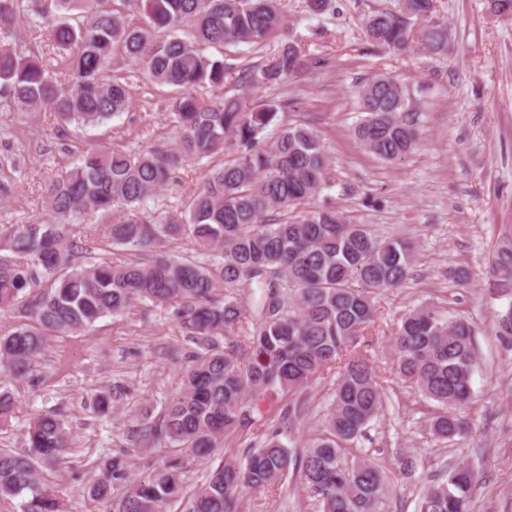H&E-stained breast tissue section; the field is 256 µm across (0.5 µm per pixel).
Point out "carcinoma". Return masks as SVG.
Listing matches in <instances>:
<instances>
[{
    "mask_svg": "<svg viewBox=\"0 0 512 512\" xmlns=\"http://www.w3.org/2000/svg\"><path fill=\"white\" fill-rule=\"evenodd\" d=\"M112 2L31 0L29 23L48 30L55 64L0 50V93L19 107L56 113L64 127L99 126L132 103L128 83L111 76L120 54L173 88L167 118L176 147L81 152L47 186L50 220L12 224L0 236V312L14 317L0 335V424L14 414L11 385L32 376L52 337L151 302L167 307L191 348L182 392L159 418H145L135 444L173 454L136 481L128 455L103 457L99 477L87 486L90 498L110 503L109 512H166L182 497L190 462L208 456L224 433L253 424L267 402L335 371L332 408L304 455L292 452L275 428L245 462L211 469L186 512H236L239 489L272 492L292 468L320 512H378L385 495L378 469L365 459L343 465L341 455L383 412L381 377L360 345L376 315L374 294L409 277L414 248L405 239L379 240L334 208L303 207L331 180L312 129L289 126L268 145L263 133L277 118L273 108H249L236 97L207 103L192 94L220 88L228 76L224 59L208 49L258 46L282 27L279 0H144L142 25L126 22ZM434 13L435 0H398V9L368 15L366 35L402 53L415 29L424 50L445 55L448 25ZM306 67L287 43L241 80L265 87ZM359 99L364 117L354 136L366 152L391 162L414 149L419 131L400 84L377 75ZM218 153L224 162L206 172L178 215L162 224L143 219L144 204L178 164ZM98 211L120 214L101 232L109 246L129 252V261L90 257L72 236V225ZM163 239L187 240L199 253L153 252ZM483 287L504 301L495 331L511 340V244L494 254ZM244 322L251 331L235 334ZM473 336L469 323L429 306L409 312L395 332L396 374L439 407L429 424L438 440L467 431L456 409L471 397ZM124 393L115 382L96 397V407L103 412ZM69 447L62 414L38 412L24 453L0 448V498L19 500V512H62V490L45 485L40 470ZM474 485L469 467L453 465L425 489L418 512H469Z\"/></svg>",
    "mask_w": 512,
    "mask_h": 512,
    "instance_id": "1",
    "label": "carcinoma"
}]
</instances>
